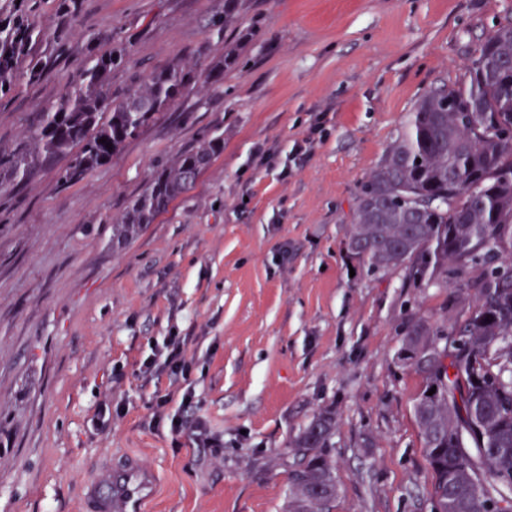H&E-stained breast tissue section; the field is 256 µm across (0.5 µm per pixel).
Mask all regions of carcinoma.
I'll list each match as a JSON object with an SVG mask.
<instances>
[{"label": "carcinoma", "instance_id": "carcinoma-1", "mask_svg": "<svg viewBox=\"0 0 512 512\" xmlns=\"http://www.w3.org/2000/svg\"><path fill=\"white\" fill-rule=\"evenodd\" d=\"M244 5L224 0L215 30L231 27ZM38 9V0H20L11 23L0 24V100L50 68L30 53L41 36ZM105 40L111 49L77 65L60 98L40 110L29 152H0V169L23 180L31 164L67 157L59 180L69 184L241 55V43L229 41L217 62L177 61L115 90L112 70L129 51L112 34ZM223 149L222 136H209L155 171L113 222L112 238L126 242L154 223ZM345 247L368 276L401 270L409 286L449 287L458 301L448 325L411 316L403 328L402 350L423 381L413 413L434 474L431 512H448L450 502L453 512H512V21L479 44L465 83L418 100L359 186ZM335 436L336 414L324 410L291 440L287 512H331Z\"/></svg>", "mask_w": 512, "mask_h": 512}]
</instances>
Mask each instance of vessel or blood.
Here are the masks:
<instances>
[{
  "instance_id": "obj_1",
  "label": "vessel or blood",
  "mask_w": 512,
  "mask_h": 512,
  "mask_svg": "<svg viewBox=\"0 0 512 512\" xmlns=\"http://www.w3.org/2000/svg\"><path fill=\"white\" fill-rule=\"evenodd\" d=\"M155 471L132 453L112 457L83 486V512H148L157 494Z\"/></svg>"
}]
</instances>
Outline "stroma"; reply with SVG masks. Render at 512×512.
<instances>
[{
    "instance_id": "1",
    "label": "stroma",
    "mask_w": 512,
    "mask_h": 512,
    "mask_svg": "<svg viewBox=\"0 0 512 512\" xmlns=\"http://www.w3.org/2000/svg\"><path fill=\"white\" fill-rule=\"evenodd\" d=\"M41 0L70 55L0 102V151L22 154L41 106L113 33L139 71L222 59L209 21L224 0H80L83 27ZM512 0H247L238 66L145 125L107 163L64 185L65 159L26 184L0 171V512H79L108 457L156 469L150 512H284L290 439L335 412L333 512H430L432 475L413 415L420 377L399 353L407 315L449 322L451 292L403 287L400 272H350L358 186L419 98L463 81ZM213 134L224 149L136 238L112 221L153 172ZM185 339L196 405L219 452L154 423L151 343ZM121 414L96 425L100 402Z\"/></svg>"
}]
</instances>
